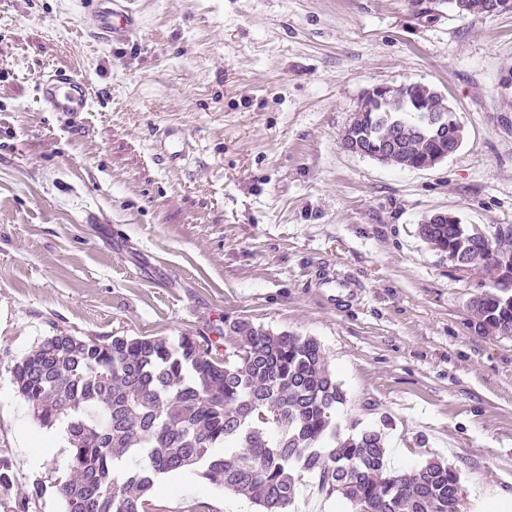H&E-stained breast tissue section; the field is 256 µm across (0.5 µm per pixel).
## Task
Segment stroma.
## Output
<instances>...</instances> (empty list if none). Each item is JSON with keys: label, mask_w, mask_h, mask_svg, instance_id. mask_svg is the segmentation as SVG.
Here are the masks:
<instances>
[{"label": "stroma", "mask_w": 512, "mask_h": 512, "mask_svg": "<svg viewBox=\"0 0 512 512\" xmlns=\"http://www.w3.org/2000/svg\"><path fill=\"white\" fill-rule=\"evenodd\" d=\"M90 2L0 0V512H64L72 453L15 391V360L62 331L219 346L238 318L320 342L341 436L383 427L392 468L448 461L464 512H512V337L472 321L487 273L417 233L436 212L512 225V11L132 0L140 30L104 43ZM55 69L84 77L90 111L41 107L36 80ZM406 82L447 97L456 153L412 170L347 151L364 91ZM169 125L193 145L180 167L152 158ZM343 272L362 291L339 310L320 280ZM318 483L303 473L291 512H351ZM148 512L258 507L193 467L160 476Z\"/></svg>", "instance_id": "stroma-1"}]
</instances>
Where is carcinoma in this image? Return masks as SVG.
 Returning a JSON list of instances; mask_svg holds the SVG:
<instances>
[{
  "mask_svg": "<svg viewBox=\"0 0 512 512\" xmlns=\"http://www.w3.org/2000/svg\"><path fill=\"white\" fill-rule=\"evenodd\" d=\"M343 142L375 149L395 141L387 163L417 170L443 140L425 127L399 93L355 113ZM420 237L458 264L484 268L490 288L471 301L478 329L512 327V226L486 241L475 225H419ZM224 356L208 339L182 336L43 339L10 370L12 385L37 421L63 425L72 448L58 484L65 512H147L161 474L203 468L211 484L244 495L262 512H287L295 471L318 472L320 487L358 512H457L462 492L455 467L429 460L418 469H388L381 430L342 437L331 412L346 401L320 343L274 332L248 319L224 327ZM147 463L117 466L119 457Z\"/></svg>",
  "mask_w": 512,
  "mask_h": 512,
  "instance_id": "obj_1",
  "label": "carcinoma"
}]
</instances>
